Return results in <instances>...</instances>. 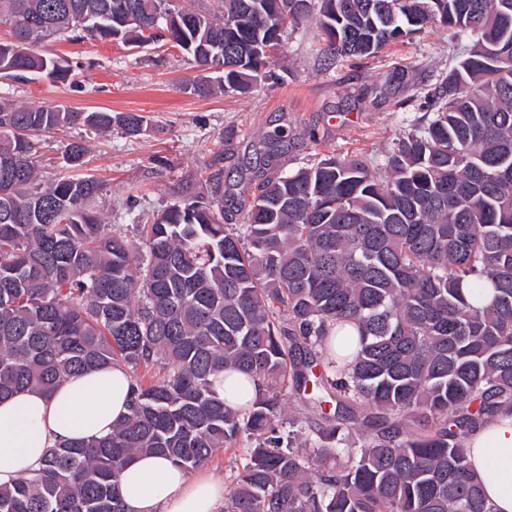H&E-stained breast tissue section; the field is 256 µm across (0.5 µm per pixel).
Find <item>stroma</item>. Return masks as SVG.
<instances>
[{
    "instance_id": "35a3bbf8",
    "label": "stroma",
    "mask_w": 512,
    "mask_h": 512,
    "mask_svg": "<svg viewBox=\"0 0 512 512\" xmlns=\"http://www.w3.org/2000/svg\"><path fill=\"white\" fill-rule=\"evenodd\" d=\"M41 49L80 67L63 82L0 79L1 97L88 112H137L150 120L147 132L135 137L118 128L84 136L89 152L81 172L103 185L107 222L137 250L134 217L206 190L219 167L224 215L242 223L240 203L251 197L266 164L264 144L274 135L283 140L282 172L328 154L383 159L409 125L424 123L421 102L437 75L447 72L458 43L434 25L375 56L331 62L313 21H304L274 54L270 79L244 95L207 98L182 90L198 69L167 44L136 52L109 39L74 43L56 35ZM77 135L74 129L40 135L43 181L70 174L64 144Z\"/></svg>"
}]
</instances>
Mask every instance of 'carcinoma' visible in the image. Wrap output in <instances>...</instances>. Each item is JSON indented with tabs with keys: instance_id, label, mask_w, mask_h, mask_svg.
<instances>
[{
	"instance_id": "1",
	"label": "carcinoma",
	"mask_w": 512,
	"mask_h": 512,
	"mask_svg": "<svg viewBox=\"0 0 512 512\" xmlns=\"http://www.w3.org/2000/svg\"><path fill=\"white\" fill-rule=\"evenodd\" d=\"M0 0V78L65 79L38 42H158L213 71L186 90L248 92L288 28L315 16L331 58L369 57L432 24L474 45L425 95L433 116L384 160L275 172L224 223L223 172L135 225L102 217L91 176L40 180V133L129 136L136 112L0 97V398L122 366L129 413L0 486V512H125L136 454L190 472L246 433L224 512H494L465 442L512 411V0ZM81 140L64 146L82 165ZM257 381L249 409L214 387ZM315 417L286 412L288 396Z\"/></svg>"
}]
</instances>
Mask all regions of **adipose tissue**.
<instances>
[{"instance_id": "obj_1", "label": "adipose tissue", "mask_w": 512, "mask_h": 512, "mask_svg": "<svg viewBox=\"0 0 512 512\" xmlns=\"http://www.w3.org/2000/svg\"><path fill=\"white\" fill-rule=\"evenodd\" d=\"M131 378L120 366L72 377L51 395L24 390L0 400V485L29 476L57 444L99 438L127 415ZM467 457L497 512H512V415L499 414L470 434ZM126 512H222L224 482L192 476L157 455L125 466Z\"/></svg>"}]
</instances>
